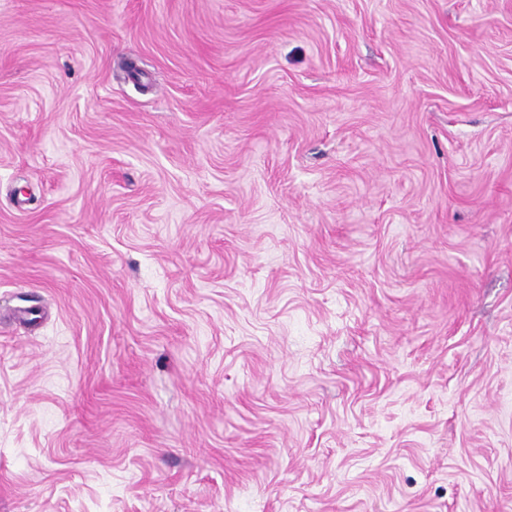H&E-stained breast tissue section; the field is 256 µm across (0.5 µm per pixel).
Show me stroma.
<instances>
[{"mask_svg":"<svg viewBox=\"0 0 512 512\" xmlns=\"http://www.w3.org/2000/svg\"><path fill=\"white\" fill-rule=\"evenodd\" d=\"M0 512H512V0H0Z\"/></svg>","mask_w":512,"mask_h":512,"instance_id":"obj_1","label":"stroma"}]
</instances>
